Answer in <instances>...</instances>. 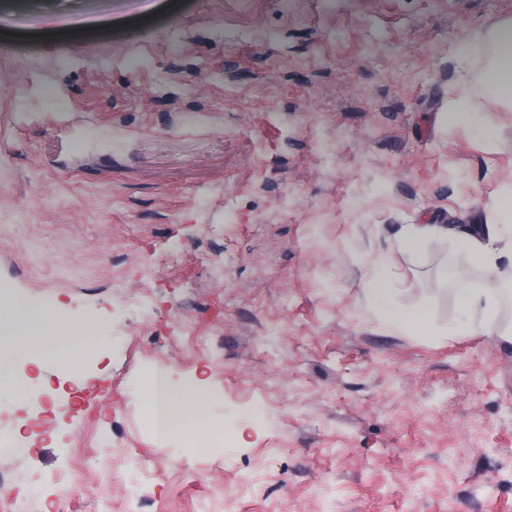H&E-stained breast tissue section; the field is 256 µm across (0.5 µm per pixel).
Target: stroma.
<instances>
[{
	"instance_id": "stroma-1",
	"label": "stroma",
	"mask_w": 512,
	"mask_h": 512,
	"mask_svg": "<svg viewBox=\"0 0 512 512\" xmlns=\"http://www.w3.org/2000/svg\"><path fill=\"white\" fill-rule=\"evenodd\" d=\"M31 2L0 48V295L92 346L73 367L0 350L14 497L75 469L65 512L143 491L158 512H512V344L460 333L484 273L456 243L512 192V112L484 109L476 43L512 0ZM455 98L469 120L445 119ZM408 224L444 233L409 253ZM391 307L427 308L433 335ZM158 370L199 383L223 436L152 433Z\"/></svg>"
}]
</instances>
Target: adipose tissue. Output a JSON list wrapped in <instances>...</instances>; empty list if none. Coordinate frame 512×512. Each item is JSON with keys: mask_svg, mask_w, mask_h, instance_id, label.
Instances as JSON below:
<instances>
[{"mask_svg": "<svg viewBox=\"0 0 512 512\" xmlns=\"http://www.w3.org/2000/svg\"><path fill=\"white\" fill-rule=\"evenodd\" d=\"M488 65L485 71V100L490 109L512 107V19L497 22L485 36ZM459 248L485 271V285L466 288L462 298L466 304V320L462 333L494 336L499 334L501 272L498 262L504 254H512V238L489 229L486 236L462 235ZM12 335L31 340L35 354L48 356L66 365H76L82 351L72 344L68 331L51 310L41 309L12 321ZM169 412L164 423L165 435L177 434L196 439L207 434L204 426V400L198 385H189L168 398Z\"/></svg>", "mask_w": 512, "mask_h": 512, "instance_id": "obj_1", "label": "adipose tissue"}]
</instances>
